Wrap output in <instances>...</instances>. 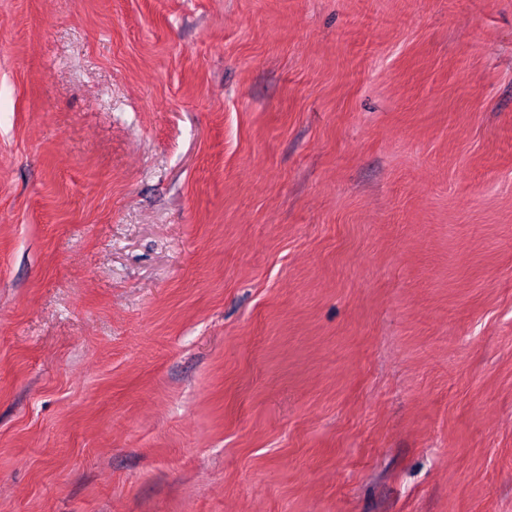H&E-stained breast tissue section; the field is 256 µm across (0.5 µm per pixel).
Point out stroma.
Returning a JSON list of instances; mask_svg holds the SVG:
<instances>
[{
    "mask_svg": "<svg viewBox=\"0 0 512 512\" xmlns=\"http://www.w3.org/2000/svg\"><path fill=\"white\" fill-rule=\"evenodd\" d=\"M0 512H512V0H0Z\"/></svg>",
    "mask_w": 512,
    "mask_h": 512,
    "instance_id": "35a3bbf8",
    "label": "stroma"
}]
</instances>
